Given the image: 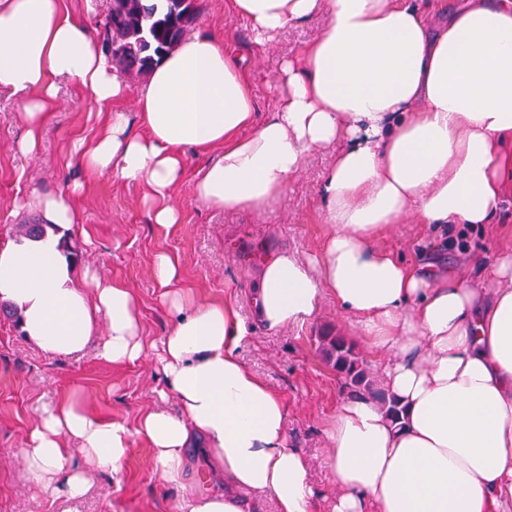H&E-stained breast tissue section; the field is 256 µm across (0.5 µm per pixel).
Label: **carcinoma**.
Wrapping results in <instances>:
<instances>
[{
    "mask_svg": "<svg viewBox=\"0 0 512 512\" xmlns=\"http://www.w3.org/2000/svg\"><path fill=\"white\" fill-rule=\"evenodd\" d=\"M165 4L160 11L150 0H112L104 23L105 47L112 65L132 83L148 75L154 63L178 44L197 15L195 0H165ZM47 228L49 225L36 221L15 224L13 232L20 238H38ZM61 247L68 261H78L79 246L67 230L61 236ZM319 347L351 394L375 400L392 421L401 420L404 408L396 397L378 388L352 344L327 334L319 337Z\"/></svg>",
    "mask_w": 512,
    "mask_h": 512,
    "instance_id": "carcinoma-1",
    "label": "carcinoma"
}]
</instances>
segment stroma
<instances>
[{
    "instance_id": "obj_1",
    "label": "stroma",
    "mask_w": 512,
    "mask_h": 512,
    "mask_svg": "<svg viewBox=\"0 0 512 512\" xmlns=\"http://www.w3.org/2000/svg\"><path fill=\"white\" fill-rule=\"evenodd\" d=\"M198 4L191 31L223 35L225 49L249 78L256 117L264 119L275 106L284 61L299 55L320 33L324 17L286 29L261 46L248 23L231 11L228 0H198ZM104 119L87 93L72 82H61L38 151L25 157L16 150L23 134L18 109L12 97L0 93V240L11 238L13 224L26 217L15 208L18 200L35 190L59 191L80 181L84 184L81 222L71 232L79 242L91 237L93 247L83 250L75 269L92 267L102 278L132 290L145 344H160L172 318L154 279L157 253L177 258L183 291L204 301H231L248 329L237 354L282 395L288 438L310 456L319 510L327 512L336 497V482L327 465L326 426L346 391L323 360L319 338L344 337L377 379L382 376L381 358L360 341L329 297L305 322L279 331L267 329L255 318L253 286L265 257L284 249L303 258L318 254L325 225L317 186L335 150L313 154L289 182L286 197L261 211L235 214L197 201L195 184L207 158L188 151L185 173L174 189L182 221L167 231L152 223L141 186L111 175L88 176L70 162L73 141L92 138ZM381 244L410 263L432 260L454 273L477 276L484 265L512 254V186L494 223L452 224L435 231L410 220L396 225ZM160 387L152 360L115 367L91 351L78 359H58L29 341L16 319L0 316V512H173L181 490L164 482L142 441H134L120 482L98 475L90 493L77 501L44 495L30 481L20 454L41 404L73 392L92 409L132 424L142 411L161 402Z\"/></svg>"
}]
</instances>
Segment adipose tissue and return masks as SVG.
<instances>
[{
	"label": "adipose tissue",
	"instance_id": "obj_1",
	"mask_svg": "<svg viewBox=\"0 0 512 512\" xmlns=\"http://www.w3.org/2000/svg\"><path fill=\"white\" fill-rule=\"evenodd\" d=\"M257 43L322 14L302 56L283 66L275 109L256 121L250 86L222 35L183 37L138 89L63 0H0V91L16 101L35 154L58 93L79 84L101 106L133 99L144 127L123 111L70 153L94 175L139 184L155 224L182 220L173 190L185 150H217L197 200L258 211L285 195L315 152L336 160L318 186L327 236L303 261L264 260L255 313L267 328L309 318L333 297L357 336L388 352L383 384L404 406L400 423L366 398H344L328 426L336 480L331 512H512V256L470 281L436 263L409 266L378 240L395 225L490 224L512 176V0H230ZM80 183L32 193L25 207L49 229L0 244V302L44 353L95 348L117 366L147 355L138 304L125 286L75 276L59 229L78 224ZM176 258H155V281L175 319L157 360L178 412L154 408L135 426L99 415L73 395L41 405L21 450L35 483L76 499L107 471L120 477L134 439L162 478L180 483L190 449L205 487L174 512H316L311 462L288 441L279 394L236 354L246 330L231 304L202 303L179 286Z\"/></svg>",
	"mask_w": 512,
	"mask_h": 512
}]
</instances>
